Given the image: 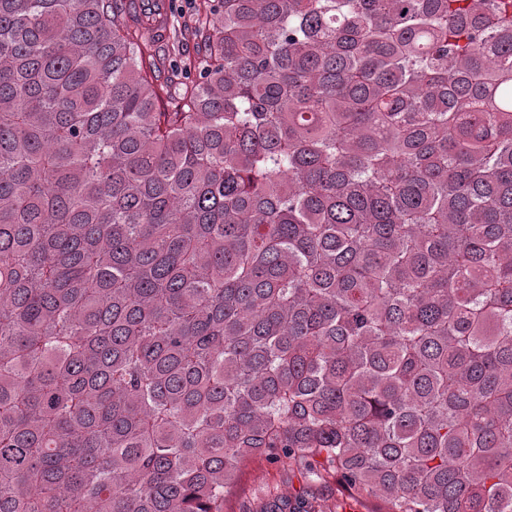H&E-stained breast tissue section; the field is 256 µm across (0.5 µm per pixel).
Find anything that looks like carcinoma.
<instances>
[{
    "label": "carcinoma",
    "mask_w": 512,
    "mask_h": 512,
    "mask_svg": "<svg viewBox=\"0 0 512 512\" xmlns=\"http://www.w3.org/2000/svg\"><path fill=\"white\" fill-rule=\"evenodd\" d=\"M0 0V512H224L322 457L512 512V0ZM168 2V15L171 17L177 31L174 40H171L168 47L165 48L166 57L171 63L188 66L198 53L196 43L184 36H180L178 29L191 21L196 10L195 0H166Z\"/></svg>",
    "instance_id": "cac0c4a2"
}]
</instances>
